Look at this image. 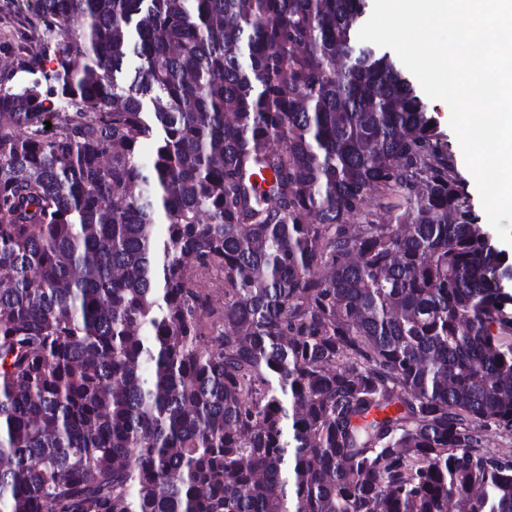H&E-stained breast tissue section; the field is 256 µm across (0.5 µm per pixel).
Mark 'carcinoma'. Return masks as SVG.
Masks as SVG:
<instances>
[{
    "instance_id": "cac0c4a2",
    "label": "carcinoma",
    "mask_w": 512,
    "mask_h": 512,
    "mask_svg": "<svg viewBox=\"0 0 512 512\" xmlns=\"http://www.w3.org/2000/svg\"><path fill=\"white\" fill-rule=\"evenodd\" d=\"M36 4L0 512H512V263L364 0ZM485 448L491 452H511L512 453V434H507L496 429L494 425L483 431Z\"/></svg>"
}]
</instances>
